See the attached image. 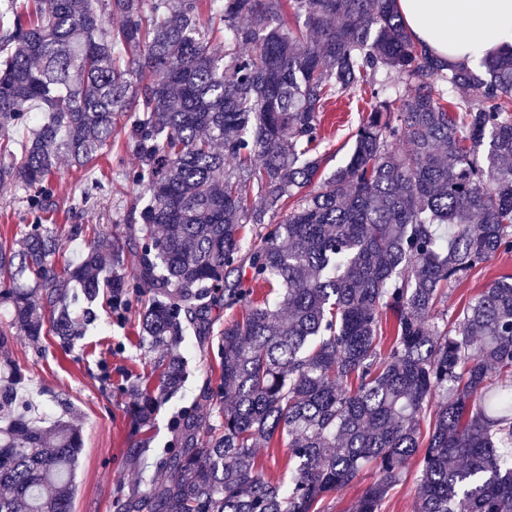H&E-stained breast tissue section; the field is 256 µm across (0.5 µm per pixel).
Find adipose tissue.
Returning a JSON list of instances; mask_svg holds the SVG:
<instances>
[{
	"label": "adipose tissue",
	"instance_id": "adipose-tissue-1",
	"mask_svg": "<svg viewBox=\"0 0 512 512\" xmlns=\"http://www.w3.org/2000/svg\"><path fill=\"white\" fill-rule=\"evenodd\" d=\"M412 35L449 64L469 67L512 50V0H397Z\"/></svg>",
	"mask_w": 512,
	"mask_h": 512
}]
</instances>
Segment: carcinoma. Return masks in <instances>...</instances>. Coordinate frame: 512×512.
I'll list each match as a JSON object with an SVG mask.
<instances>
[{
	"label": "carcinoma",
	"mask_w": 512,
	"mask_h": 512,
	"mask_svg": "<svg viewBox=\"0 0 512 512\" xmlns=\"http://www.w3.org/2000/svg\"><path fill=\"white\" fill-rule=\"evenodd\" d=\"M356 91L375 105L324 178L325 106ZM112 147L139 159L138 235L72 224L85 248L60 269L41 221L59 157L87 171ZM0 189L35 215L20 250L0 242V351L15 328L71 344L103 284L118 313L138 293L160 384L127 388L134 430L181 386L185 333L241 313L219 333L220 428L183 416L166 478L117 512H325L366 466L351 512H381L417 458L418 512H512V275L436 314L512 252V53L450 67L396 0H7ZM245 264L277 300L229 280ZM20 380L0 377V512H73L80 428L28 416ZM282 439L286 482L258 455ZM512 274V253H498L476 266L460 283L448 289V299L438 307L440 312H448L452 321L462 312L469 300L491 282L501 276Z\"/></svg>",
	"instance_id": "obj_1"
}]
</instances>
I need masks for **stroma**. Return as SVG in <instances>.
<instances>
[{"mask_svg":"<svg viewBox=\"0 0 512 512\" xmlns=\"http://www.w3.org/2000/svg\"><path fill=\"white\" fill-rule=\"evenodd\" d=\"M369 109L359 100H339L323 117V143L327 170L344 165L352 151L351 135ZM136 155L110 150L91 173L71 170L67 159L58 162V173L49 186L46 224L64 239L60 261H75L84 248L79 239L67 236L70 225L90 224L114 227L128 239L136 225L120 223V210L138 189L123 181L121 172L136 166ZM32 216L24 193L0 191V241L20 246L26 224ZM512 274V253H499L476 266L460 283L448 290L441 304L449 319H456L469 300L491 282ZM138 302H131L124 314L101 305L98 322L85 328L71 350H63L50 335L31 340L15 332L7 351L9 362L20 368L22 392L49 415L75 419L81 428L73 499L74 512H115L118 492L140 480H160L165 471L160 460L175 447V426L181 414L199 417L207 425L219 426L214 404L203 398L204 385L221 390L217 345L200 350L194 334H187L188 375L180 389L164 401L153 417L147 434L153 453L142 463L131 460L132 444L129 396L126 387L138 379L157 388L158 374L151 357L137 344Z\"/></svg>","mask_w":512,"mask_h":512,"instance_id":"1","label":"stroma"}]
</instances>
